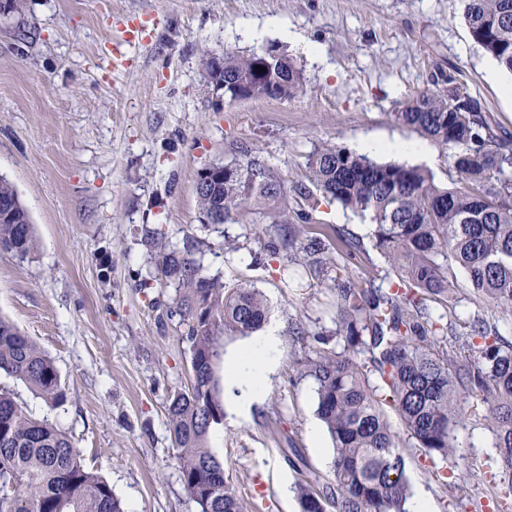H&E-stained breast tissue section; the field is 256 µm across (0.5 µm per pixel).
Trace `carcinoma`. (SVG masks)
<instances>
[{
  "instance_id": "obj_1",
  "label": "carcinoma",
  "mask_w": 512,
  "mask_h": 512,
  "mask_svg": "<svg viewBox=\"0 0 512 512\" xmlns=\"http://www.w3.org/2000/svg\"><path fill=\"white\" fill-rule=\"evenodd\" d=\"M471 36L512 72V0H463ZM253 52L226 51L209 59L210 84L224 99H288L301 74L285 53L259 74ZM394 121L451 150L464 183H436L427 170L378 163L344 147L316 148L308 157L310 185L288 186L254 155L224 165V177L196 190L203 223L218 228L258 216L279 226L270 254L287 265L322 267L341 245L362 250L343 228L334 237L303 239L288 221V192L305 218L320 199L335 201L374 226L375 248L394 277L364 284L351 273L336 277L334 322L340 350L294 360L296 375L313 380L316 413L331 438L334 457L326 478L309 473L298 490L300 512H407L410 488L401 443L385 407L394 408L416 447L430 459L455 452L452 427L475 399L488 408L497 465L496 512H512V344L481 319L465 333L434 319L428 302H451L453 269L467 276L474 294L512 309V143L499 138L482 102L450 77L436 79L393 113ZM33 225L14 187L0 179V251L21 260L34 250ZM174 289L167 317H179L191 352L192 381L167 407L180 481L198 512H244L242 498L224 480V465L209 448L224 422L217 362L226 336H248L269 311L262 291L227 286L207 273L194 241L163 249L155 272ZM454 337L456 352L438 337ZM25 382L46 404L67 393L53 361L10 321L0 317V374ZM0 512H125L110 484L84 462L71 437L36 419L0 391Z\"/></svg>"
}]
</instances>
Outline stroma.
Segmentation results:
<instances>
[{"mask_svg": "<svg viewBox=\"0 0 512 512\" xmlns=\"http://www.w3.org/2000/svg\"><path fill=\"white\" fill-rule=\"evenodd\" d=\"M135 25L143 39L131 47L125 37ZM271 45L301 71L295 96L228 102L208 83L205 54ZM116 48L124 52L117 67ZM443 75L478 97L512 140V95L503 92L512 73L471 37L461 0H25L22 12L0 14V177L17 190L35 237L27 260L0 251V317L52 358L68 398L49 406L3 374L0 389L72 437L125 512H197L166 413L173 393L190 385L191 355L165 313L173 289L138 286L151 262L143 227L159 229L168 247L194 240L210 274L260 289L267 325L282 327L261 400L241 417L222 388L224 422L209 446L245 512H299L291 449L324 477L334 451L314 383L297 379L292 361L312 349L314 334L336 329L328 308L337 266L365 278L387 264L373 225L326 201L306 230L322 237L345 226L365 251L334 250L331 264L284 287L281 261L267 250L277 227L251 216L220 230L202 224L197 174L248 152L287 183L304 182L315 148L399 138L425 142L423 168L457 185L449 149L392 117ZM228 237L237 251L225 250ZM454 290L457 304H432L434 316L480 318L512 342V314L476 298L464 272ZM452 437L457 452L438 469L405 441L411 495H427L435 512H493L490 421L469 416ZM442 469L454 472L451 484Z\"/></svg>", "mask_w": 512, "mask_h": 512, "instance_id": "1", "label": "stroma"}]
</instances>
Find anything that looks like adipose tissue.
<instances>
[{
    "instance_id": "obj_1",
    "label": "adipose tissue",
    "mask_w": 512,
    "mask_h": 512,
    "mask_svg": "<svg viewBox=\"0 0 512 512\" xmlns=\"http://www.w3.org/2000/svg\"><path fill=\"white\" fill-rule=\"evenodd\" d=\"M279 345V328L271 326L267 335L245 343L225 362L224 379L232 388L241 389L235 409H243L261 399L267 375L274 368L275 354Z\"/></svg>"
}]
</instances>
